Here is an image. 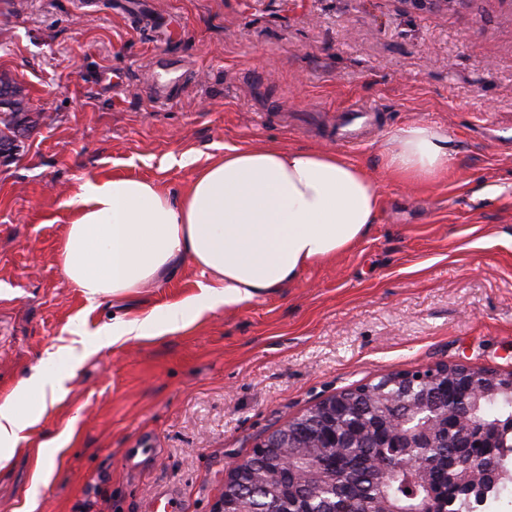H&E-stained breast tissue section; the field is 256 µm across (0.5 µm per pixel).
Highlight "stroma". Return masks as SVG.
I'll return each mask as SVG.
<instances>
[{
    "instance_id": "obj_1",
    "label": "stroma",
    "mask_w": 512,
    "mask_h": 512,
    "mask_svg": "<svg viewBox=\"0 0 512 512\" xmlns=\"http://www.w3.org/2000/svg\"><path fill=\"white\" fill-rule=\"evenodd\" d=\"M153 43L119 0H0V75L32 122L0 157V400L47 353L77 348L65 395L37 408L0 461V512H213L229 464L341 391L461 363L512 370V0L415 9L408 0H141ZM180 65L163 98L150 57ZM372 114L361 140L334 130ZM447 131L446 177L411 186L384 156L413 123ZM340 151L382 205L352 250L276 292L189 313L161 336L104 348L92 335L202 295L191 262L135 292L88 302L62 273L67 203L105 175L178 195L225 146ZM55 465L33 479L32 456Z\"/></svg>"
}]
</instances>
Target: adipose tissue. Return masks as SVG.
<instances>
[{
  "mask_svg": "<svg viewBox=\"0 0 512 512\" xmlns=\"http://www.w3.org/2000/svg\"><path fill=\"white\" fill-rule=\"evenodd\" d=\"M453 152L446 131L412 124L396 131L385 169L404 183L429 184L447 173ZM166 163L194 167L184 193L115 175L83 181L69 201L60 265L88 299L135 291L188 260L213 281L197 311L246 303L351 250L377 220L374 179L332 150L228 145L203 164L189 153ZM185 312L181 303L115 320L98 331L96 345L179 330ZM69 376L66 368L33 375L0 403V451L24 440L32 403L55 395Z\"/></svg>",
  "mask_w": 512,
  "mask_h": 512,
  "instance_id": "obj_1",
  "label": "adipose tissue"
}]
</instances>
